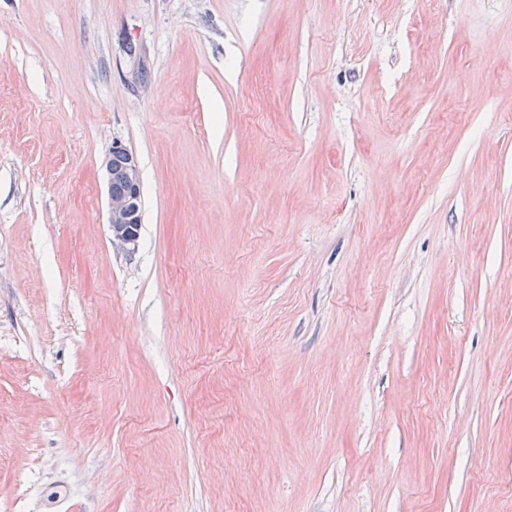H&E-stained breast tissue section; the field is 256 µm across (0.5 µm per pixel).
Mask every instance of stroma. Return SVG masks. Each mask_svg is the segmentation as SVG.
Here are the masks:
<instances>
[{
	"label": "stroma",
	"mask_w": 512,
	"mask_h": 512,
	"mask_svg": "<svg viewBox=\"0 0 512 512\" xmlns=\"http://www.w3.org/2000/svg\"><path fill=\"white\" fill-rule=\"evenodd\" d=\"M509 86L512 0H0V512H512ZM115 154L122 155L124 158L119 170L112 167V164L115 167L122 162L119 156L112 158ZM105 167L108 183V224L112 232V247L117 251L130 252L137 244L140 224H142V188L138 162L122 142L115 140L108 152ZM113 179L116 181L112 184ZM112 189L116 193L122 191L123 193L112 194ZM17 482L20 486L21 494L19 500L16 503L17 506L15 509L22 512L24 509L21 506L18 507V505L30 499H37L43 496L45 487L38 477L30 473L18 476Z\"/></svg>",
	"instance_id": "35a3bbf8"
}]
</instances>
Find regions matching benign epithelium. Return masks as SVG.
Returning a JSON list of instances; mask_svg holds the SVG:
<instances>
[{
    "label": "benign epithelium",
    "mask_w": 512,
    "mask_h": 512,
    "mask_svg": "<svg viewBox=\"0 0 512 512\" xmlns=\"http://www.w3.org/2000/svg\"><path fill=\"white\" fill-rule=\"evenodd\" d=\"M115 154L124 158L118 170L112 167V156ZM105 167L107 183L118 178L125 184L123 193L108 194V224L112 232V247L121 252H129L137 244L142 224V188L138 162L122 142L115 140L108 152Z\"/></svg>",
    "instance_id": "benign-epithelium-1"
}]
</instances>
